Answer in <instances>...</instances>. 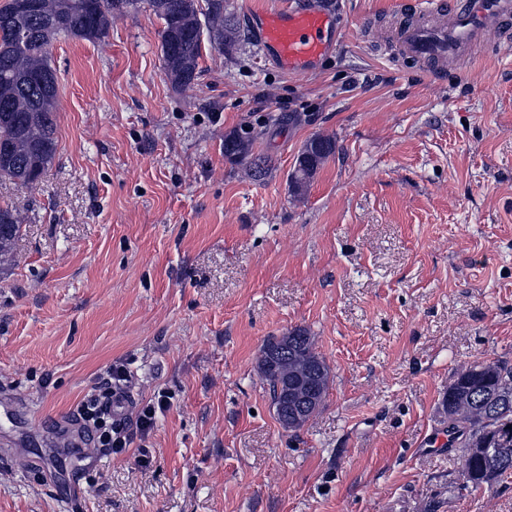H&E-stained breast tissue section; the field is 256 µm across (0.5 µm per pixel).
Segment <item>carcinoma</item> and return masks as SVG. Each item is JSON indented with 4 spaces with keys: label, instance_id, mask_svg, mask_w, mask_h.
Masks as SVG:
<instances>
[{
    "label": "carcinoma",
    "instance_id": "obj_1",
    "mask_svg": "<svg viewBox=\"0 0 512 512\" xmlns=\"http://www.w3.org/2000/svg\"><path fill=\"white\" fill-rule=\"evenodd\" d=\"M145 3L162 21L163 73L171 86L192 91L198 86L199 60L206 48L224 51L242 39L224 0H37L33 13L19 0L0 7V179L37 183L58 148V82L51 47L62 38L96 41L105 37L112 19ZM258 135L249 129L224 136V157L244 167L249 177L268 170L256 157ZM336 154V140L308 139L290 174L294 194L305 193L317 172ZM23 216L0 207V267L14 262L13 247ZM259 374L276 393L282 384L286 402L273 404L278 421L302 428L323 406L330 379L326 362L315 352L308 330L294 328L270 339L261 349ZM448 432L461 441V489L490 488L512 475V366L500 361H474L462 367L444 397Z\"/></svg>",
    "mask_w": 512,
    "mask_h": 512
}]
</instances>
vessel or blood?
I'll return each instance as SVG.
<instances>
[{"label":"vessel or blood","instance_id":"b4317fda","mask_svg":"<svg viewBox=\"0 0 512 512\" xmlns=\"http://www.w3.org/2000/svg\"><path fill=\"white\" fill-rule=\"evenodd\" d=\"M421 11L424 20L400 35L402 54L452 69L475 60L489 30L512 22V0H424ZM246 14L262 57L287 75L316 72L340 47L342 18L315 0L285 9L252 5Z\"/></svg>","mask_w":512,"mask_h":512}]
</instances>
